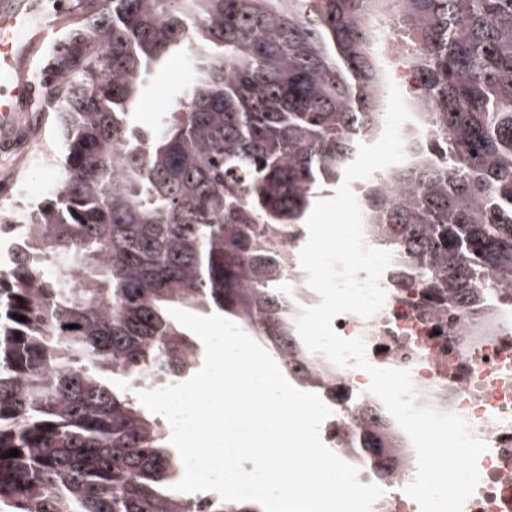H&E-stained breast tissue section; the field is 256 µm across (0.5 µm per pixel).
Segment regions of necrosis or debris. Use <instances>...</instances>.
<instances>
[{
  "label": "necrosis or debris",
  "mask_w": 512,
  "mask_h": 512,
  "mask_svg": "<svg viewBox=\"0 0 512 512\" xmlns=\"http://www.w3.org/2000/svg\"><path fill=\"white\" fill-rule=\"evenodd\" d=\"M381 285L386 299L379 313L368 320L337 316L334 330L345 339L365 337L371 364L410 370L418 405L463 417L487 443L477 461L479 483L463 512H512V300H504L496 280L488 277L478 284L483 305H452L441 315L400 296L389 276H382ZM313 375L317 394L334 405L344 409L360 398L375 420L387 419L382 402L368 391L366 372L336 367L320 356ZM416 468L408 445L360 475L361 483L385 491L374 512H420L403 491Z\"/></svg>",
  "instance_id": "1"
}]
</instances>
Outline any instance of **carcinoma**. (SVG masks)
<instances>
[{
    "label": "carcinoma",
    "instance_id": "obj_1",
    "mask_svg": "<svg viewBox=\"0 0 512 512\" xmlns=\"http://www.w3.org/2000/svg\"><path fill=\"white\" fill-rule=\"evenodd\" d=\"M76 2L82 23L51 58L61 186L24 211L0 271V507L257 512L173 490L166 427L100 370L142 389L190 373L198 344L169 309H195L262 338L308 386L271 229L301 227L382 131L386 39L416 81L406 160L363 196L393 281L437 311L478 304L482 275L512 287V0ZM176 50L197 78L142 130L140 88ZM358 417L348 461L403 447L393 423Z\"/></svg>",
    "mask_w": 512,
    "mask_h": 512
}]
</instances>
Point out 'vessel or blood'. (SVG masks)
<instances>
[{
  "instance_id": "vessel-or-blood-1",
  "label": "vessel or blood",
  "mask_w": 512,
  "mask_h": 512,
  "mask_svg": "<svg viewBox=\"0 0 512 512\" xmlns=\"http://www.w3.org/2000/svg\"><path fill=\"white\" fill-rule=\"evenodd\" d=\"M29 8L24 0H0V139L18 129V116L30 100L31 82L23 65L38 44L27 36Z\"/></svg>"
}]
</instances>
